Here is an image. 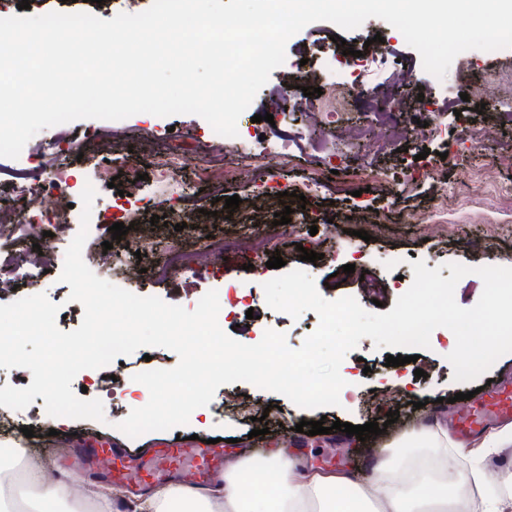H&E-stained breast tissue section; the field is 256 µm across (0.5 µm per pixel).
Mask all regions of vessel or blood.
I'll list each match as a JSON object with an SVG mask.
<instances>
[{
    "label": "vessel or blood",
    "mask_w": 512,
    "mask_h": 512,
    "mask_svg": "<svg viewBox=\"0 0 512 512\" xmlns=\"http://www.w3.org/2000/svg\"><path fill=\"white\" fill-rule=\"evenodd\" d=\"M511 417L512 388L493 386L457 411L453 428L457 436L464 438L482 432L494 420ZM148 454L153 462L149 468L131 451L115 447L111 440L90 437L65 456L63 462L94 477L99 461L109 459L107 478L135 493L169 482L182 473L187 474L192 486L201 489L221 474L227 451L217 444L159 440L152 443Z\"/></svg>",
    "instance_id": "b4317fda"
}]
</instances>
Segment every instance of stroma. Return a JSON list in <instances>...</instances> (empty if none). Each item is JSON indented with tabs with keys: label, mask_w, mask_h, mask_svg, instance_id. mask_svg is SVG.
I'll list each match as a JSON object with an SVG mask.
<instances>
[{
	"label": "stroma",
	"mask_w": 512,
	"mask_h": 512,
	"mask_svg": "<svg viewBox=\"0 0 512 512\" xmlns=\"http://www.w3.org/2000/svg\"><path fill=\"white\" fill-rule=\"evenodd\" d=\"M345 41L350 55H343L338 41ZM305 72L307 83L322 88V95H311L314 111H304L297 97H283L281 91L292 84L297 72ZM343 81L347 92L329 96L333 81ZM376 100L399 112L401 128L385 124L368 108ZM441 114L437 133L420 129L417 119L424 110ZM335 113V127L323 125L319 112ZM273 114V122H254V115ZM239 138L225 143H210L211 126L201 117L180 114L166 118L140 113L115 123L81 119L67 125L66 136L47 128L25 145L22 155L12 160L0 158V176L27 166L36 158L44 175L63 171L74 180L92 175L102 160L120 174L125 163L152 164L159 151H169L189 160L190 169L160 179L146 176L135 197L119 196L116 189L102 187L92 207L93 213L121 210L124 224L135 230L151 229L157 241H165L171 227L151 223V215H164L173 206H182L185 227L181 233L187 247H196L205 235L261 242L271 241L266 252L229 249L224 255L207 259L202 265L185 270L173 278H130L136 259L114 251L109 282L130 292L156 296L167 303L194 309L209 290L232 288L243 297L225 316L224 332L235 340L259 342L266 330L283 332L290 348H300L305 338L319 325L315 312L299 318L267 306L263 284L277 276L267 268L269 257L281 255L287 270L307 271L323 298L329 301L344 296L357 299L369 312H390L399 296L412 284V262L424 261L427 268L457 262L472 269L455 289V300L464 308L474 306L483 291V281L474 269L488 263L512 267V222L499 225L495 234H487L486 224L501 212L496 195H485L483 187L471 186V194L482 197L480 206L465 209L458 190L469 172L476 171L493 182L497 191L512 190V48L486 52L469 50L453 61L446 77L437 79L427 73L419 54L409 47L403 35L386 22L371 18L360 28L344 31L329 22H315L291 37L286 44V60L274 69L268 82L237 121ZM490 129L488 137L472 138L473 129ZM264 132V139L252 138V131ZM287 134L293 159L288 168H280L275 147L280 134ZM220 154L225 166L233 170L223 186L196 182L194 166L204 164L207 155ZM320 179L319 191L307 200L282 196L284 187L303 179ZM239 196L235 212H228L223 201ZM192 196L213 200L215 211L210 223L197 221L196 209L188 205ZM446 202L452 231L442 233L429 224L413 223L414 215L432 210ZM292 208L291 225H278L274 216ZM388 212L389 222L381 231H373L377 213ZM333 224H326V216ZM372 231L371 240L358 238V231ZM484 238L475 248V238ZM319 253L316 262L300 260V249ZM364 266L365 276L347 274L343 265ZM18 290L27 295L46 293L61 306L56 324L65 332L78 328L84 309L69 301V285L61 283L58 273L28 282L19 281ZM449 329L439 328L431 336L430 346L420 349L417 362L399 367L386 366L391 348L376 347L371 338H362L350 351L344 364L354 377L352 392L341 396L340 404L317 410H305L286 396L244 382L218 388L208 406L196 409L187 425L165 431H153L131 439L117 428L130 413L127 400L133 381L112 385L110 368L88 375L78 373L73 390H85L87 398L100 400L104 422L65 419L47 415L43 397H35L16 419L9 434L0 435V448L25 453L28 463H36L55 443L51 429L62 436L94 434L109 438L128 448H146L154 441L176 440L198 435L202 439H236L244 456L259 461L264 451L291 449L302 467L319 472L352 471L365 477L373 463L386 457L394 442L418 426L422 418L413 410L414 402L439 401L443 416H450V397L486 388L488 381L512 379V353L500 357L487 375L470 383L453 380L447 360ZM424 377H415V369ZM385 391L389 404L374 400V393ZM246 394L248 401H259L269 409L260 425L263 435H254L258 423L233 413L219 411L223 395ZM395 410L399 418L387 424L386 413ZM327 419L362 425L370 421L386 423L385 433L370 435L366 441L334 430L309 436L296 432L300 421ZM33 437H25V429Z\"/></svg>",
	"instance_id": "obj_1"
}]
</instances>
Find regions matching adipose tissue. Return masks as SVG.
Masks as SVG:
<instances>
[{"instance_id": "obj_1", "label": "adipose tissue", "mask_w": 512, "mask_h": 512, "mask_svg": "<svg viewBox=\"0 0 512 512\" xmlns=\"http://www.w3.org/2000/svg\"><path fill=\"white\" fill-rule=\"evenodd\" d=\"M467 452L449 438L443 422L433 420L409 432L401 449L379 461L367 481L349 472L302 471L293 455L278 451L266 461L271 480L249 481L253 461L246 458L225 468L217 492L224 512H512V496L484 486L480 466L461 483L449 481L453 459ZM421 457L428 460L422 467L416 464ZM340 486L351 488L353 500L337 497ZM143 506L146 512H210V497L178 485Z\"/></svg>"}]
</instances>
